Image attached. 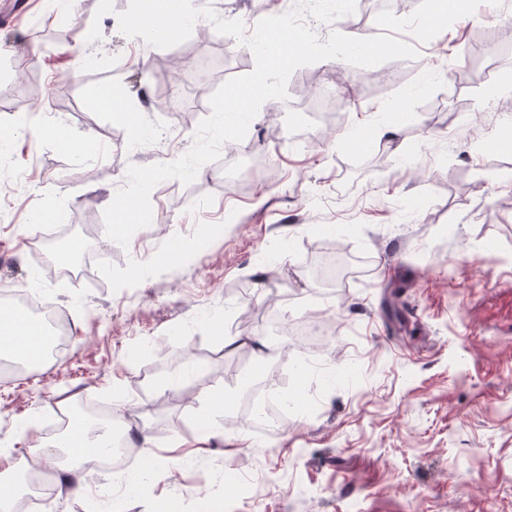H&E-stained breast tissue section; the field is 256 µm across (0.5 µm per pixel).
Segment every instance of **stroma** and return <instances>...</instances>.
Here are the masks:
<instances>
[{
    "label": "stroma",
    "mask_w": 512,
    "mask_h": 512,
    "mask_svg": "<svg viewBox=\"0 0 512 512\" xmlns=\"http://www.w3.org/2000/svg\"><path fill=\"white\" fill-rule=\"evenodd\" d=\"M359 12L333 24L387 34L418 58L371 67L323 60L287 83L292 112L260 108L228 142L247 177L227 186L214 164L150 195L154 221L127 246L103 219L128 164L176 160L226 80L255 67L207 20L188 40L157 48L119 31L129 0H29L0 28V289L54 303L71 347L0 376V448L22 457L23 420L49 436L69 397L111 409L128 441L150 438L149 493L106 472L79 489L54 478L45 512H512V41L468 0ZM219 17L259 20L298 0H192ZM232 56H225V45ZM180 76L181 102L162 105L155 72ZM126 113L98 101L112 82ZM340 82L344 109L316 121L304 86ZM300 137L287 138L288 124ZM81 142L63 149L59 129ZM372 151L354 155L357 139ZM93 247L82 275L37 270L55 223ZM347 259L322 288L327 249ZM316 321L331 338L307 353L289 336L263 370L292 398L288 425L251 432L240 418L243 355L226 339L267 341L269 316ZM175 357L152 369L151 359ZM224 390L229 408L201 412ZM260 481L243 497L239 475Z\"/></svg>",
    "instance_id": "35a3bbf8"
}]
</instances>
